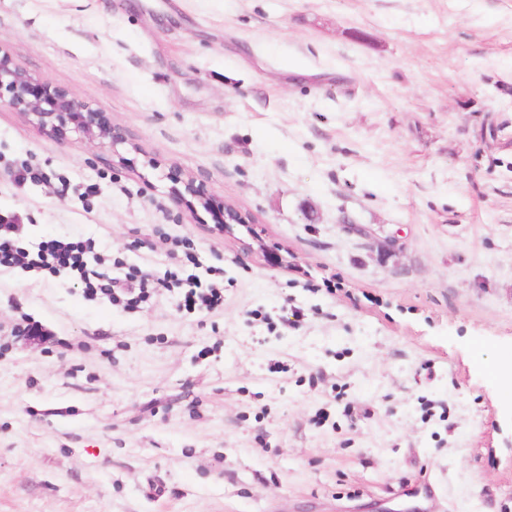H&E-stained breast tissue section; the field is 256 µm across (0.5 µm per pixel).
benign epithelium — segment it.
Returning <instances> with one entry per match:
<instances>
[{
	"mask_svg": "<svg viewBox=\"0 0 512 512\" xmlns=\"http://www.w3.org/2000/svg\"><path fill=\"white\" fill-rule=\"evenodd\" d=\"M33 116L45 130L54 133L68 122L79 128L96 125L114 141L123 139L120 131L106 124L101 113L71 97L60 87L38 82L15 68L0 50V104Z\"/></svg>",
	"mask_w": 512,
	"mask_h": 512,
	"instance_id": "benign-epithelium-1",
	"label": "benign epithelium"
}]
</instances>
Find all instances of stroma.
Wrapping results in <instances>:
<instances>
[{"label": "stroma", "mask_w": 512, "mask_h": 512, "mask_svg": "<svg viewBox=\"0 0 512 512\" xmlns=\"http://www.w3.org/2000/svg\"><path fill=\"white\" fill-rule=\"evenodd\" d=\"M0 47L124 134L0 107L24 242L224 270L0 269V512H512V0H0ZM19 224L0 225V268H22L48 270L50 273L74 274L84 285L88 297L106 296L112 302L126 300L127 305L142 301L151 290L156 288H183L185 307L216 312L224 307V284L218 278L211 280L202 287L196 277L185 280L174 274L164 278L151 280V276L139 267H122L120 260L100 253L96 242L88 238L80 241L50 240L40 242L33 248H23L16 245V235ZM112 267L125 268L124 280L135 281L139 293L135 297L125 298L115 291L119 279L112 277Z\"/></svg>", "instance_id": "1"}]
</instances>
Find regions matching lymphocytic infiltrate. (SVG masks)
<instances>
[{"label":"lymphocytic infiltrate","instance_id":"lymphocytic-infiltrate-1","mask_svg":"<svg viewBox=\"0 0 512 512\" xmlns=\"http://www.w3.org/2000/svg\"><path fill=\"white\" fill-rule=\"evenodd\" d=\"M18 227L14 224L0 225V268L41 269L54 274L61 272L79 277L86 296H106L109 300L120 301L116 292V278L113 269H123L124 278L138 284L140 296H147L157 288H180L184 291L186 306L206 311H218L224 305V285L220 279L201 284L195 277L186 279L167 276L151 279L138 267H123L120 260H114L100 253L93 239L80 241L50 240L30 248L17 245Z\"/></svg>","mask_w":512,"mask_h":512}]
</instances>
